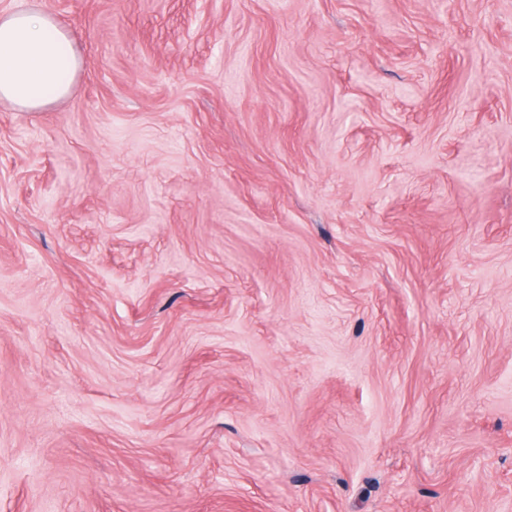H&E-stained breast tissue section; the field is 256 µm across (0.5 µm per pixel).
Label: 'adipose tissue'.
<instances>
[{"instance_id": "ef3b65f1", "label": "adipose tissue", "mask_w": 512, "mask_h": 512, "mask_svg": "<svg viewBox=\"0 0 512 512\" xmlns=\"http://www.w3.org/2000/svg\"><path fill=\"white\" fill-rule=\"evenodd\" d=\"M81 67L69 32L49 13H0V102L38 112L66 98Z\"/></svg>"}]
</instances>
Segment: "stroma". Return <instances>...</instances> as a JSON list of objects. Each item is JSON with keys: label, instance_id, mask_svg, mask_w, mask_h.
<instances>
[{"label": "stroma", "instance_id": "1", "mask_svg": "<svg viewBox=\"0 0 512 512\" xmlns=\"http://www.w3.org/2000/svg\"><path fill=\"white\" fill-rule=\"evenodd\" d=\"M0 512H512V0H0ZM80 67L70 33L52 14L0 13V102L40 112L70 94Z\"/></svg>", "mask_w": 512, "mask_h": 512}]
</instances>
